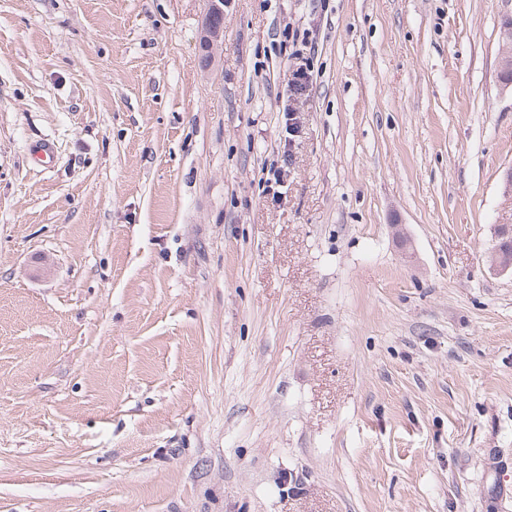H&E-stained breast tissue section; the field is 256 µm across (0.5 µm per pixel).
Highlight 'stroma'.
<instances>
[{
  "label": "stroma",
  "mask_w": 512,
  "mask_h": 512,
  "mask_svg": "<svg viewBox=\"0 0 512 512\" xmlns=\"http://www.w3.org/2000/svg\"><path fill=\"white\" fill-rule=\"evenodd\" d=\"M205 7L0 0V512H512V0ZM207 8L202 19V42L207 48L215 49L221 38L222 26H215L213 18L218 16L224 17V0H206ZM313 82L312 71L307 63L298 64L292 72V79L288 82V100L287 102L296 101L298 96H302L309 89ZM494 234L499 242L491 254V266L500 273L510 271L512 274V259L508 255V246L511 240V225L495 226Z\"/></svg>",
  "instance_id": "1"
}]
</instances>
